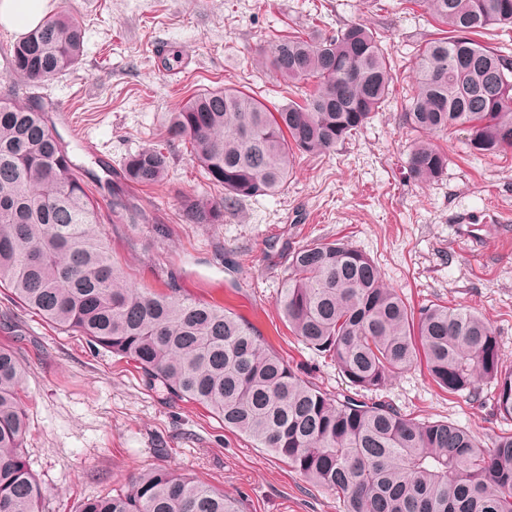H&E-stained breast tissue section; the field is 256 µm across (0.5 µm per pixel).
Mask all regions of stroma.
<instances>
[{"label": "stroma", "mask_w": 512, "mask_h": 512, "mask_svg": "<svg viewBox=\"0 0 512 512\" xmlns=\"http://www.w3.org/2000/svg\"><path fill=\"white\" fill-rule=\"evenodd\" d=\"M84 31L81 63L38 87L11 75L0 28V92L41 97L74 161L91 173L114 261L138 287L176 288L179 297L223 306L250 322L310 381L335 394L349 386L336 367L292 336L277 302L294 249L342 239L367 254L387 285L412 306L433 301L471 309L498 334L512 365V151L465 157V132L438 135L448 168L431 182L408 167L414 134L404 121L420 45L440 26L414 0H56ZM375 28L393 59L385 106L331 152L296 159L282 194L258 196L220 224H187L177 200L211 191L189 148L165 140L169 112L198 91L247 86L276 103L283 80L258 50L288 32L335 34ZM180 51L181 69L163 57ZM161 146L165 180L124 195L141 223L110 221L98 179L130 154ZM0 345L13 349L25 378L27 461L45 491L43 512H77L148 467L186 472L239 501L241 512H342L334 493L307 482L251 439L225 429L203 406L172 397L134 362L92 347L15 303L0 288ZM402 413L467 427L483 443L512 431L489 398L439 389L423 367L379 394Z\"/></svg>", "instance_id": "obj_1"}]
</instances>
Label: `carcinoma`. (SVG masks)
<instances>
[{"mask_svg":"<svg viewBox=\"0 0 512 512\" xmlns=\"http://www.w3.org/2000/svg\"><path fill=\"white\" fill-rule=\"evenodd\" d=\"M446 36L425 43L405 117L417 132L411 175L438 178L448 153L429 137L467 130L468 155L512 150V56L474 35L512 25V0H418ZM82 28L47 18L9 50L12 74L32 85L78 65ZM265 65L301 101L268 106L236 87L198 92L169 114L167 140L182 141L202 168L210 200L183 195L187 224H222L224 212L284 191L298 155L332 151L385 103L392 65L378 32L354 23L331 36L278 37ZM159 147L129 155L123 181L160 184ZM112 222L133 223L120 190ZM0 286L57 328L138 364L178 399L201 404L224 427L254 439L344 512H512V432L484 446L447 420H418L371 394L419 365L450 394L481 398L512 419V367L478 313L430 304L414 311L374 263L336 239L291 254L279 303L290 332L330 360L353 392L337 397L307 380L241 317L187 302L177 290L129 283L99 231L98 206L80 168L39 105L0 97ZM25 370L0 347V512H40L43 490L28 467L20 398ZM78 512H239L238 500L189 474L141 470L128 489L94 496Z\"/></svg>","mask_w":512,"mask_h":512,"instance_id":"obj_1","label":"carcinoma"}]
</instances>
